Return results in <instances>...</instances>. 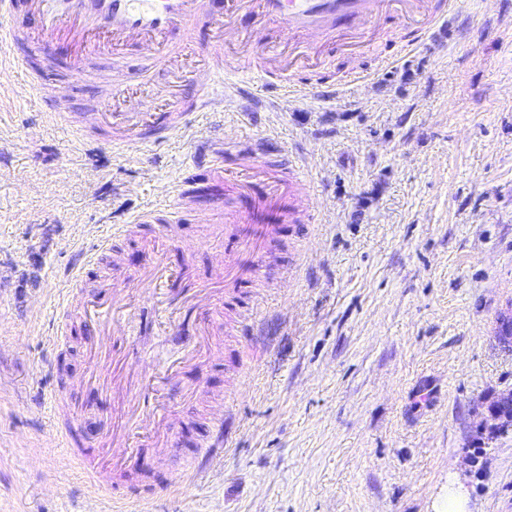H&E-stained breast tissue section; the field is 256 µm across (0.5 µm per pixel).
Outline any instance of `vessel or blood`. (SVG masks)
Listing matches in <instances>:
<instances>
[{
	"label": "vessel or blood",
	"instance_id": "vessel-or-blood-1",
	"mask_svg": "<svg viewBox=\"0 0 512 512\" xmlns=\"http://www.w3.org/2000/svg\"><path fill=\"white\" fill-rule=\"evenodd\" d=\"M25 6L35 27L10 25L18 6ZM450 0H224L216 10L213 0H0V68L21 71L26 91H41L43 110L49 121L77 124L84 138L107 132L113 147L136 156L153 145L163 144L188 130L192 118L212 110L210 88L223 81L225 101L256 111L268 89L284 96L327 100L338 92L335 83L321 78V58L330 48L361 55L378 48L381 40H399L410 51L433 28L448 19ZM239 13L254 17L247 32L230 28ZM69 39L75 54L67 76L52 89H45L43 74L49 58L47 41ZM19 42L34 45L32 56L19 58L10 49ZM196 49L206 64L195 76L200 91L195 98L170 96L160 112L115 111L132 78L112 66L115 55L134 50L153 68L177 67L188 49ZM88 82L100 90L94 110L77 114L66 104L74 84ZM194 168L223 177L232 185L243 205L229 211L223 202L184 188L169 187L171 197L189 204L196 223L207 225L211 234L225 231L237 248L225 254L214 275L206 281L187 278L184 267L174 266L168 254H160L120 285H109L94 295H83L84 274L111 251L113 240L136 237L139 226L153 225L158 239L174 242L177 230L168 211L146 207L124 224L112 225L94 250H83L67 273V286L58 295L50 332L47 364H54L70 336L81 327L98 326L89 347L91 357L86 379L99 383L105 392L124 404V416L111 434L98 445V453L86 455L70 431L67 418L56 425L57 442L82 471L92 493H106L116 504L154 495V488L137 492L108 484L111 470L137 462L129 443L130 432L153 439L164 452L176 443L168 433L169 413L160 401L173 368L135 374L128 368L114 336L116 314L130 293L151 303L157 319L172 321L182 306L220 313L242 309L240 335H252L256 324L254 305L243 289L259 273L257 259L265 241L276 235L278 224H256V211L277 213L280 222L312 223L310 194L304 174L271 159L262 143H255L247 158L226 165L224 152L212 140L199 138L193 144Z\"/></svg>",
	"mask_w": 512,
	"mask_h": 512
}]
</instances>
